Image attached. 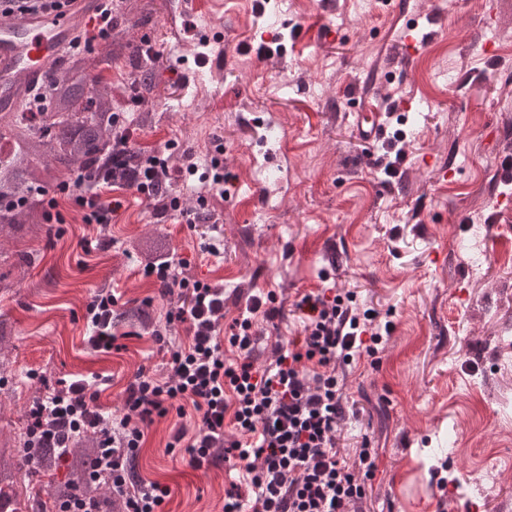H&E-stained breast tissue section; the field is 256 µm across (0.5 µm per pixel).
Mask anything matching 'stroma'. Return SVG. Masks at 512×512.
Returning a JSON list of instances; mask_svg holds the SVG:
<instances>
[{
  "instance_id": "35a3bbf8",
  "label": "stroma",
  "mask_w": 512,
  "mask_h": 512,
  "mask_svg": "<svg viewBox=\"0 0 512 512\" xmlns=\"http://www.w3.org/2000/svg\"><path fill=\"white\" fill-rule=\"evenodd\" d=\"M404 2L427 35L410 60L385 0H266L261 13L255 0H224L215 14L224 41L207 47L197 39L203 16L179 13L177 0H138L137 16L120 15L124 41L147 39L160 53L143 99L130 88L133 61L114 58L120 117L136 149L167 157L181 208L161 216L152 200L106 187L121 203L111 224L86 222L61 196L63 222L9 242L33 263L23 278L0 264V318L13 327L0 434L25 433L34 402L60 381L104 378L98 403L118 418L138 372L167 377L152 326H167L176 345L190 336L167 321L176 297L141 271L135 244L155 234L185 277L223 289L224 325L250 297L275 294L282 314L257 317L256 365L302 335L296 301L329 283L392 322L376 357L346 368L340 446L366 439L379 450L357 512H512V208L499 202L512 196L502 166L512 157V6L489 27L487 0ZM267 32L280 49L261 59ZM488 40L497 55H483ZM195 59L205 66L188 86ZM386 67L395 77L377 105L414 100L387 124L405 139L393 178L381 164L387 141L361 139L347 105ZM215 157L230 182L199 199L177 173L191 163L207 171ZM438 163L454 180L439 179ZM213 241L219 253L205 250ZM102 290L117 298L118 347L108 352L88 343L86 308ZM140 307L151 327L122 319ZM199 422L189 402L156 419L133 465L135 479L170 486L167 512L223 510L226 464L193 469L166 448ZM444 478L456 488L441 492Z\"/></svg>"
}]
</instances>
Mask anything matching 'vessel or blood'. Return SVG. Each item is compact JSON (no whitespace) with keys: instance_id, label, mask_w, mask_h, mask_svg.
<instances>
[{"instance_id":"vessel-or-blood-1","label":"vessel or blood","mask_w":512,"mask_h":512,"mask_svg":"<svg viewBox=\"0 0 512 512\" xmlns=\"http://www.w3.org/2000/svg\"><path fill=\"white\" fill-rule=\"evenodd\" d=\"M61 3V8L50 14L0 20V100L10 110L17 112L23 107L24 87L38 85L46 72L63 62L73 45L77 24L99 11L103 0ZM350 101L359 112L356 129L360 137L367 141L382 139L386 125L370 96L356 93Z\"/></svg>"}]
</instances>
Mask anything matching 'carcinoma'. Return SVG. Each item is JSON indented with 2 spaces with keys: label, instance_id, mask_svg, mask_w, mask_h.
Masks as SVG:
<instances>
[{
  "label": "carcinoma",
  "instance_id": "obj_1",
  "mask_svg": "<svg viewBox=\"0 0 512 512\" xmlns=\"http://www.w3.org/2000/svg\"><path fill=\"white\" fill-rule=\"evenodd\" d=\"M112 49L90 62L82 52L48 71L41 88L50 102L48 112H13L0 101V237L35 234L46 224V192L85 173L96 180H128L139 170L140 152L128 150L112 161V140L123 133L114 122ZM143 254L169 248L152 235L139 244ZM71 460L50 445L34 448L26 436L0 440V512H30L33 496L22 485L30 469L51 479V500L79 494L107 499L105 483L89 477L98 459V439L83 435L73 442ZM66 467L62 480L56 479Z\"/></svg>",
  "mask_w": 512,
  "mask_h": 512
}]
</instances>
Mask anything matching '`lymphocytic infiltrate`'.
Returning a JSON list of instances; mask_svg holds the SVG:
<instances>
[{
	"mask_svg": "<svg viewBox=\"0 0 512 512\" xmlns=\"http://www.w3.org/2000/svg\"><path fill=\"white\" fill-rule=\"evenodd\" d=\"M57 191L72 196L97 224L111 223L117 210L83 174ZM143 272L156 278L164 294L178 295L168 319L186 325L191 344L174 348L163 334H155L169 356L171 373L162 380L138 374L127 389L119 421L100 410L99 378L73 380L48 393L28 414L26 434L32 444L50 443L66 451L74 436L98 435L94 476L120 497L123 512H163L170 488L129 482L127 464L137 455L145 428L188 399L200 413L201 425L191 436L177 430L171 445L183 448L194 469L211 463L215 449H223L240 478L225 493L224 512H353L366 481L375 476L377 452L364 443L352 456L340 453L346 414L337 369L354 357L375 356L391 322L381 321L373 309L353 305L350 295L338 289L306 293L295 304L304 319V335L277 344L273 362L258 368L254 319L259 313L277 318V307H264L261 297H252L225 337L220 329L223 289L180 276L174 260L166 257L146 261ZM115 302L112 293L102 292L87 306L89 342L95 349L111 350L116 341ZM228 347L237 353L231 363L224 358ZM228 422L234 428L230 434L224 431ZM243 483L250 497H242Z\"/></svg>",
	"mask_w": 512,
	"mask_h": 512,
	"instance_id": "lymphocytic-infiltrate-1",
	"label": "lymphocytic infiltrate"
}]
</instances>
